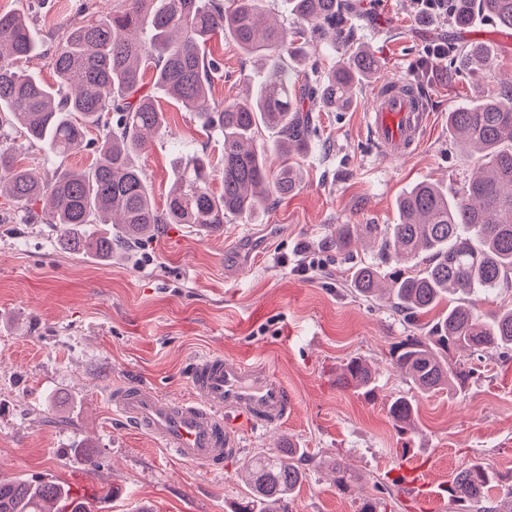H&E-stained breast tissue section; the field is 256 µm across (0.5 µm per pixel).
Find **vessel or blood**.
Wrapping results in <instances>:
<instances>
[{
    "instance_id": "1",
    "label": "vessel or blood",
    "mask_w": 512,
    "mask_h": 512,
    "mask_svg": "<svg viewBox=\"0 0 512 512\" xmlns=\"http://www.w3.org/2000/svg\"><path fill=\"white\" fill-rule=\"evenodd\" d=\"M430 120L420 87L390 79L376 89L366 127L381 155L396 159L419 149ZM191 385L192 398L178 401L130 385L113 392L112 407L178 460L212 469L239 453L240 435L282 424L293 407L287 386L261 361L200 358Z\"/></svg>"
}]
</instances>
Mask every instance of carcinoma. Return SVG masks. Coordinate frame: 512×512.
<instances>
[{"mask_svg":"<svg viewBox=\"0 0 512 512\" xmlns=\"http://www.w3.org/2000/svg\"><path fill=\"white\" fill-rule=\"evenodd\" d=\"M292 22L284 27L263 0H125L123 10L64 28L51 53L56 83L23 68L45 52L42 36L19 13H0V129L65 157L80 147L90 128L102 130L95 158L86 168L52 174L29 167L0 141V197L20 208L39 203L46 223L58 228L65 249L105 258L130 244L142 245L168 224H191L204 233L224 220L252 221L275 200L295 193L301 172L293 159L313 140L315 112H337L354 102V89L380 70L379 59L353 40L352 21L367 17L360 0H287ZM482 13L512 31V0H448V19L463 30ZM229 34L241 52L264 61V82L245 96L212 99L221 73L209 49ZM331 46H352L348 60L321 72L298 69L315 37ZM483 44L447 42L441 62L451 73L490 65ZM171 100L193 112L201 128L220 135V167L209 156L176 158L175 182L164 208L155 204L137 157L165 125L163 111L145 78ZM279 134L283 158L274 168L260 129ZM448 131L475 171L456 195L420 182L397 201L394 224H345L336 252L352 261L350 286L370 299L383 298L408 313L411 322L446 304L421 336H403L389 351L390 364L421 395L463 384L480 374L485 354L512 349V306L485 317L474 302H450L455 294L485 296L512 285V91L490 93L480 102L448 113ZM221 190L211 188L213 176ZM88 224H111L117 234L83 232ZM354 239L377 244V259L356 261ZM464 353L466 361L455 359ZM336 382L365 397L374 395L375 372L351 357ZM387 414L401 435L415 429V396L398 394ZM307 459L292 447L258 456L245 467L247 496L234 512H289L286 504L305 478ZM336 489L345 492L354 475L334 464ZM497 475L475 459L455 472L447 487L453 512H512V488L492 498ZM59 500L58 512H92L84 498L58 485L0 479V512H45L41 503Z\"/></svg>","mask_w":512,"mask_h":512,"instance_id":"obj_1","label":"carcinoma"}]
</instances>
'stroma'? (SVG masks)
Returning a JSON list of instances; mask_svg holds the SVG:
<instances>
[{"label": "stroma", "instance_id": "35a3bbf8", "mask_svg": "<svg viewBox=\"0 0 512 512\" xmlns=\"http://www.w3.org/2000/svg\"><path fill=\"white\" fill-rule=\"evenodd\" d=\"M373 22L358 31L381 62L378 79L414 80L423 48L447 41L446 12L420 15L413 0H362ZM123 0H0V12L24 14L54 45L67 25L114 12ZM211 46L224 78L213 97L243 96L264 74L228 36ZM493 69L450 77L428 67L423 88L431 111L414 154L380 155L364 124L372 82L343 112L317 115L312 147L299 159V189L275 202L262 222L232 219L206 235L170 225L144 245L111 260L68 253L54 225L25 223L23 208L0 198V475L48 480L90 499L97 512H233L247 489L238 473L252 458L292 441L311 462L290 512H360L365 500L387 512H450L444 488L456 470L479 458L512 485V352L486 355L485 373L464 388L418 397L417 432L399 435L387 414L391 396L407 392L387 360L400 337L421 334L426 316L408 324L381 300L360 298L349 265L337 257L340 224H390L395 200L421 181L456 191L474 165L448 134V112L512 79V44L491 43ZM167 124L138 158L164 206L179 156L220 158L224 142L165 95ZM100 138L61 158L19 135L7 143L39 171L87 167ZM327 258L323 272L301 274L296 252ZM258 358L288 386L287 421L243 439V450L214 471L183 463L114 416L112 390L145 384L173 399L191 397L194 359ZM353 356L377 371L367 398L337 387ZM342 460L356 476L338 492L329 464ZM428 474L426 484L392 486L403 461Z\"/></svg>", "mask_w": 512, "mask_h": 512}]
</instances>
